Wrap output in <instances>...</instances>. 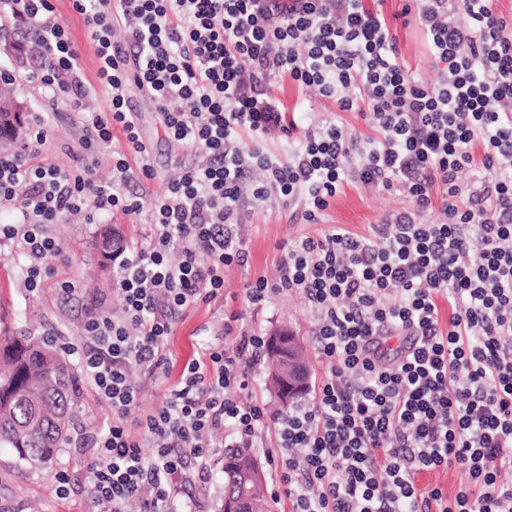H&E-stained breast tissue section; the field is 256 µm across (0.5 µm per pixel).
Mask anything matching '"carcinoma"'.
Segmentation results:
<instances>
[{"mask_svg":"<svg viewBox=\"0 0 512 512\" xmlns=\"http://www.w3.org/2000/svg\"><path fill=\"white\" fill-rule=\"evenodd\" d=\"M78 383L53 345L39 336L0 330V447L12 450L21 465L54 461L76 412ZM251 449L224 454V489L239 484L241 469L232 461Z\"/></svg>","mask_w":512,"mask_h":512,"instance_id":"1","label":"carcinoma"}]
</instances>
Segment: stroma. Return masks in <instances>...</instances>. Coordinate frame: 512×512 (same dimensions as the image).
I'll list each match as a JSON object with an SVG mask.
<instances>
[{"label":"stroma","mask_w":512,"mask_h":512,"mask_svg":"<svg viewBox=\"0 0 512 512\" xmlns=\"http://www.w3.org/2000/svg\"><path fill=\"white\" fill-rule=\"evenodd\" d=\"M56 8L81 53L85 78L94 80L95 51L85 21L72 12L68 0H58ZM397 44L400 58L411 72L426 80L436 79L434 59L417 23L398 26ZM40 62L33 31L15 27L8 8L1 7L0 71L15 75L14 95L26 119H33L38 113L49 116L47 144L41 162L68 167L74 163V154L80 153L92 166L98 182L110 181L111 153L82 151L80 141L84 132L75 117L64 107H52L45 91L25 80V73ZM271 93L283 103L297 128L315 127L332 117L349 133L361 137L371 133L359 113L337 111L334 102L316 91L300 88L289 79L275 80ZM131 105L140 114L141 134L151 144L153 152V179L132 186L142 204L139 220L130 221L120 213L106 220L84 214L65 216L48 225L47 232L60 244L61 253L49 260L50 270L44 275L40 287L34 290L26 285L28 259L15 241L0 237V317L8 325L27 327L39 335H52L60 349L66 344L81 342L85 321L93 308L114 314L121 310V300L113 290V270L101 268V256L95 246L102 225L110 224L127 242L147 236L154 195L163 182L178 176L184 157L183 152L166 138L160 118L144 93L132 91ZM408 205V198L401 193L348 182L331 199L317 225L293 221L285 202L278 198L252 208L241 228V238L248 251L247 265L225 270L223 300L199 305L179 321L167 345L173 365L165 380H157L138 369L133 371L132 381L142 395L141 412H151L161 403L168 386L178 380L184 364L198 359L206 345L222 341L224 318L232 313L241 315L247 327L263 330L268 336L281 329L292 332L310 353L311 378L321 377L323 366L312 354L314 318L303 298L296 293H284L258 309L245 300L244 282L278 277L283 242L302 235H314L318 230L336 225L355 235L367 236L388 214ZM63 281L73 284L70 295L60 293L59 284ZM253 373L256 377L253 394L266 404L269 414L253 440V446L258 462L263 465L265 481L272 485L277 477L267 464L265 450L275 444L276 414L286 413L287 408L267 381L266 364L256 365ZM83 464L80 449L66 445L53 465L21 468L8 449L0 448V512H89L90 505L82 491H74L64 499L56 492V473L68 471L79 478L83 475ZM223 464L224 451L216 449L209 467L213 479L194 481L187 488L188 495L203 512H218L224 500V485L219 477Z\"/></svg>","instance_id":"obj_1"}]
</instances>
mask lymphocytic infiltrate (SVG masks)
<instances>
[{
    "label": "lymphocytic infiltrate",
    "mask_w": 512,
    "mask_h": 512,
    "mask_svg": "<svg viewBox=\"0 0 512 512\" xmlns=\"http://www.w3.org/2000/svg\"><path fill=\"white\" fill-rule=\"evenodd\" d=\"M5 3L49 60L27 80L65 102L90 147L111 148L118 128L128 149L106 184L81 162L34 161L46 140L41 116L28 141L0 150V204L22 216L0 234L29 258V287L60 252L45 225L87 211L140 215L126 188L152 178V148L129 87L148 94L171 142L203 156L156 193L149 236L118 268L121 313L101 310L84 325L80 364L112 411L107 429L79 440L94 512H124L132 499L142 512H192L181 490L207 471L216 433L231 429L232 447H251L267 412L244 394L264 338L240 331L239 315L224 320L235 353L206 347L154 413L139 414L131 371L164 375L175 326L223 297L225 268L246 264L238 229L247 202L279 197L293 219L316 224L351 177L402 191L410 205L367 237L336 226L286 243L278 278L243 286L258 308L298 293L315 318L323 374L281 417L268 451L291 512H512V485L499 480L512 468V20L494 0L405 6L430 43L432 82L401 63L386 16L366 0H70L91 28V84L52 0ZM276 76L361 113L373 136L330 119L294 137L269 91ZM97 87L108 104L93 110ZM274 131L293 137L286 155L265 148ZM475 164L483 176L462 185ZM437 205L447 221L426 222ZM397 333L408 343L379 364L380 338ZM452 467L469 477L454 495L417 483Z\"/></svg>",
    "instance_id": "1"
}]
</instances>
